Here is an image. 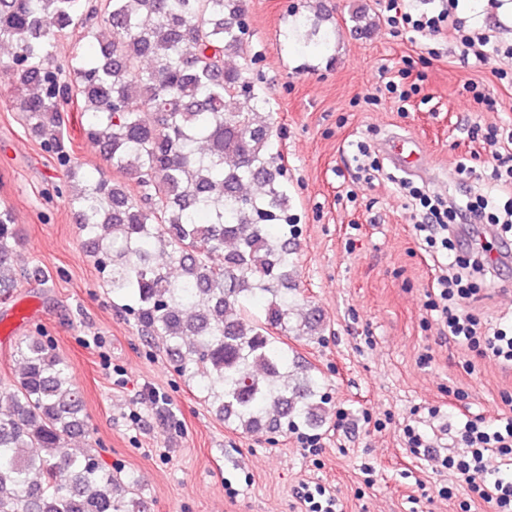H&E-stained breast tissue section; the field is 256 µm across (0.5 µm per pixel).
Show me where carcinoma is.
I'll use <instances>...</instances> for the list:
<instances>
[{
	"instance_id": "obj_1",
	"label": "carcinoma",
	"mask_w": 512,
	"mask_h": 512,
	"mask_svg": "<svg viewBox=\"0 0 512 512\" xmlns=\"http://www.w3.org/2000/svg\"><path fill=\"white\" fill-rule=\"evenodd\" d=\"M246 16L245 0H0V71L8 107L67 170L56 192L112 297L134 302L174 371L236 431L315 430L322 380L289 362L285 339L320 336L325 321L314 309L290 326L298 249L284 166L259 113L266 100L228 63L248 40ZM74 104L104 169L76 159ZM18 243L0 209L3 300ZM17 354L0 391V512H147L139 475L115 476L89 450L58 453L89 433L72 368L42 339Z\"/></svg>"
}]
</instances>
